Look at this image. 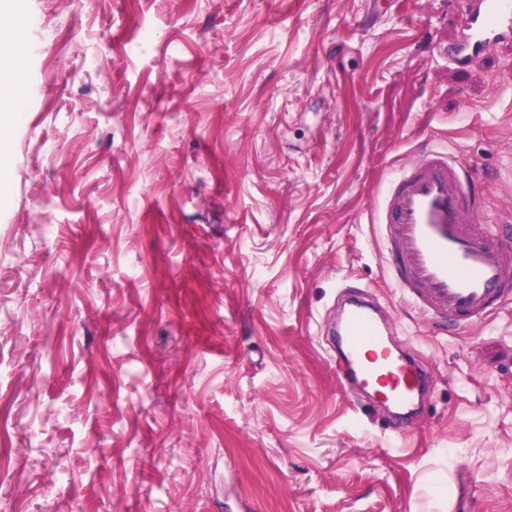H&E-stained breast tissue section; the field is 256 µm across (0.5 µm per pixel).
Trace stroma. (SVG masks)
Here are the masks:
<instances>
[{
	"mask_svg": "<svg viewBox=\"0 0 512 512\" xmlns=\"http://www.w3.org/2000/svg\"><path fill=\"white\" fill-rule=\"evenodd\" d=\"M467 0H27L0 175V512H512V304L455 332L373 210L427 147L512 225V43ZM357 284L434 372L395 438L321 325ZM472 12L468 42L455 49L462 58L470 53L485 52L497 44L512 41L511 0H471Z\"/></svg>",
	"mask_w": 512,
	"mask_h": 512,
	"instance_id": "obj_1",
	"label": "stroma"
}]
</instances>
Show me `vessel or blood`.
Wrapping results in <instances>:
<instances>
[{
	"instance_id": "obj_1",
	"label": "vessel or blood",
	"mask_w": 512,
	"mask_h": 512,
	"mask_svg": "<svg viewBox=\"0 0 512 512\" xmlns=\"http://www.w3.org/2000/svg\"><path fill=\"white\" fill-rule=\"evenodd\" d=\"M460 57L512 41V0H473ZM474 170L433 150L413 157L388 181L376 208L391 257L389 277L414 309L440 327L485 319L512 301V237L494 233L467 192ZM336 367L351 394L367 393L392 413L395 433L417 429L430 374L396 347L384 313L364 291L350 294L337 323Z\"/></svg>"
}]
</instances>
